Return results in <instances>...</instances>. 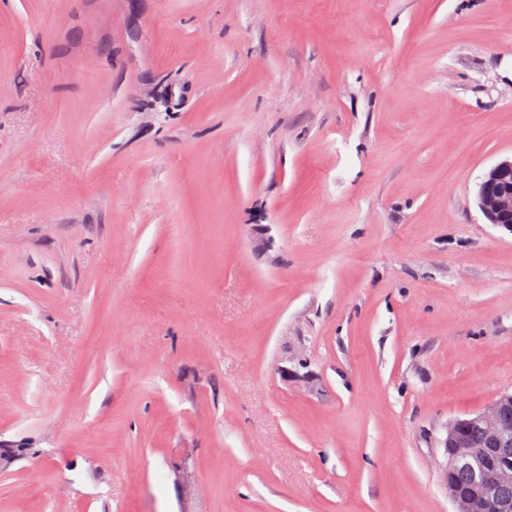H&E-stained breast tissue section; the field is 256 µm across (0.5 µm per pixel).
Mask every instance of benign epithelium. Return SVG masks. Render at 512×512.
Returning a JSON list of instances; mask_svg holds the SVG:
<instances>
[{"instance_id": "1", "label": "benign epithelium", "mask_w": 512, "mask_h": 512, "mask_svg": "<svg viewBox=\"0 0 512 512\" xmlns=\"http://www.w3.org/2000/svg\"><path fill=\"white\" fill-rule=\"evenodd\" d=\"M477 204L491 224L512 232V157L492 165L477 188ZM486 434L488 447L479 448L468 437L471 426ZM466 471L468 480H455ZM512 482V392L500 394L486 408L448 426V498L455 512H512V501L500 496Z\"/></svg>"}]
</instances>
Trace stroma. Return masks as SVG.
<instances>
[{"label":"stroma","mask_w":512,"mask_h":512,"mask_svg":"<svg viewBox=\"0 0 512 512\" xmlns=\"http://www.w3.org/2000/svg\"><path fill=\"white\" fill-rule=\"evenodd\" d=\"M510 155L512 0H0V512H454ZM477 204L490 224L512 232V156L492 165L477 188Z\"/></svg>","instance_id":"1"}]
</instances>
